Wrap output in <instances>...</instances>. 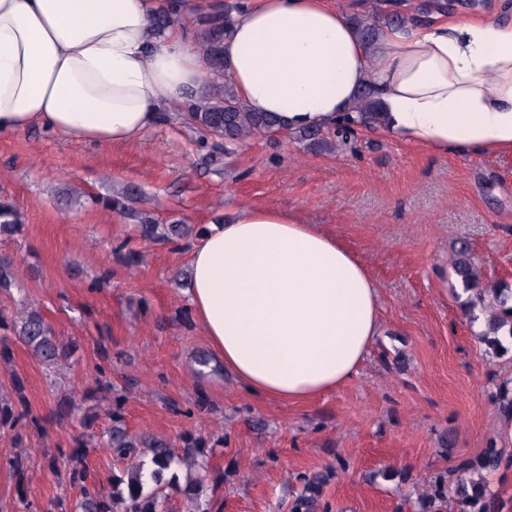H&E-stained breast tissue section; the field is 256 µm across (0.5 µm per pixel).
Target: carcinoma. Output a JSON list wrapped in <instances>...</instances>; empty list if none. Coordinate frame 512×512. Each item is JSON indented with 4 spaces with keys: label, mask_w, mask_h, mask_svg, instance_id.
<instances>
[{
    "label": "carcinoma",
    "mask_w": 512,
    "mask_h": 512,
    "mask_svg": "<svg viewBox=\"0 0 512 512\" xmlns=\"http://www.w3.org/2000/svg\"><path fill=\"white\" fill-rule=\"evenodd\" d=\"M233 9L234 6L226 4L224 14L196 19L197 40L206 60L209 79L200 100L187 115L195 128L224 140L226 155L249 136H276L282 133L272 116L251 111L230 87L224 85V31L230 23ZM353 22L363 42L373 46L379 38L380 24L400 27L408 22V17L393 13L382 22L376 17L355 16ZM378 119L372 92L366 88L359 93L356 116L336 130L334 137L315 129L295 131L293 138L306 143L310 149H331L335 147V140L348 138L353 127L374 125ZM132 200L133 194L128 191L121 197L104 198L102 204L119 214H129ZM23 227L20 213L1 197L0 240L14 237ZM137 232L144 239L169 241L188 236L192 228L178 223L159 224L146 215H140ZM452 272L463 290L472 292L466 302L470 321L488 315V332L481 336L483 343L495 355L508 352V346L512 345V288L498 284L479 287L477 268L464 241L458 249ZM17 333L35 356L48 365L65 360L70 355L69 347L57 341L36 307L27 309ZM15 391L20 411L15 412L12 405L0 402V426L26 415L27 400L22 384H16ZM122 400L123 397L119 395L114 399L109 412L111 427L103 443L113 460L109 478L111 490H105L90 477L86 465L87 441L79 439L72 451L66 454V476L69 482L80 485L81 497L73 504L62 498L57 499L54 503L57 512H162L167 489L178 484L176 475L168 477L166 473L182 464L191 463L201 471L200 475L186 483L185 491L194 492L202 484L203 472L208 469V456L202 450V445L185 435L179 437L182 446L178 447L166 439L130 432L125 422ZM495 402L499 414L512 420L511 384L506 382L499 386ZM508 466H512V453L491 442L480 455L461 468L455 479L450 481L438 475L429 480L427 488L419 495L416 512H448L450 502L454 504L453 512H491L494 497L488 485L482 480L474 481L468 474L491 473ZM327 479L326 473L299 476L301 489L292 500L291 512H316Z\"/></svg>",
    "instance_id": "obj_1"
}]
</instances>
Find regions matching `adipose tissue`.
Here are the masks:
<instances>
[{"label": "adipose tissue", "instance_id": "obj_1", "mask_svg": "<svg viewBox=\"0 0 512 512\" xmlns=\"http://www.w3.org/2000/svg\"><path fill=\"white\" fill-rule=\"evenodd\" d=\"M215 0H0V134L40 126L137 141L200 96L183 17ZM168 16L169 24L154 21ZM237 96L290 130H333L371 88L382 131L429 151L512 154V22L388 28L375 48L333 0H238L224 38ZM192 317L252 397L303 404L358 377L381 329L368 267L324 225L243 203L191 247Z\"/></svg>", "mask_w": 512, "mask_h": 512}]
</instances>
